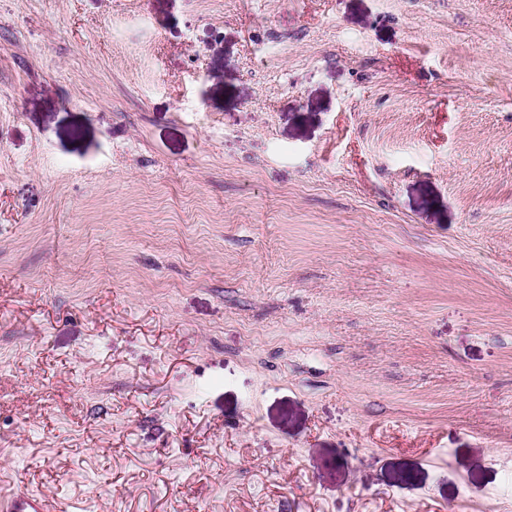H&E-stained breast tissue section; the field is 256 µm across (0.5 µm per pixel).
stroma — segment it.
<instances>
[{
  "label": "stroma",
  "mask_w": 512,
  "mask_h": 512,
  "mask_svg": "<svg viewBox=\"0 0 512 512\" xmlns=\"http://www.w3.org/2000/svg\"><path fill=\"white\" fill-rule=\"evenodd\" d=\"M512 512V0H0V492Z\"/></svg>",
  "instance_id": "35a3bbf8"
}]
</instances>
